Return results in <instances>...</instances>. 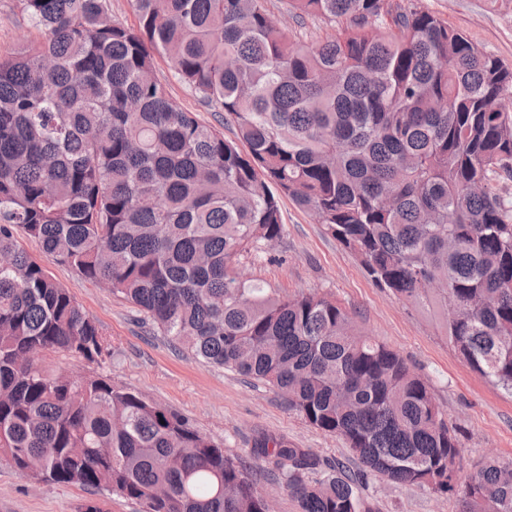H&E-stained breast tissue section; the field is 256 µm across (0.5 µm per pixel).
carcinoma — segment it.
<instances>
[{
	"label": "carcinoma",
	"instance_id": "cac0c4a2",
	"mask_svg": "<svg viewBox=\"0 0 512 512\" xmlns=\"http://www.w3.org/2000/svg\"><path fill=\"white\" fill-rule=\"evenodd\" d=\"M40 38L0 56V460L37 480L117 494L144 512H264L241 460L181 415L103 376L112 344L17 231L107 281L201 363L262 381L344 440L353 478L263 436L253 457L299 512H378L362 479L512 512V462L459 487L460 448L430 385L318 293L276 298L239 259L281 238L280 198L312 212L399 300L431 307L460 360L512 395V70L402 0H288L342 23L293 40L265 0H20ZM178 78L235 128L178 106ZM112 19L127 27H136L138 18L131 0H109ZM156 69L166 83L170 96L181 108L195 112L203 122L222 131L226 138L234 137V127L230 124L224 125V112L204 105L189 87L177 79L165 57L156 58Z\"/></svg>",
	"mask_w": 512,
	"mask_h": 512
}]
</instances>
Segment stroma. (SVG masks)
Listing matches in <instances>:
<instances>
[{"label":"stroma","mask_w":512,"mask_h":512,"mask_svg":"<svg viewBox=\"0 0 512 512\" xmlns=\"http://www.w3.org/2000/svg\"><path fill=\"white\" fill-rule=\"evenodd\" d=\"M287 0H266L281 25L304 44L322 37L326 23L315 17L296 18ZM416 6L437 14L477 47L512 68V0H414ZM34 30L20 0H0V55L15 52L35 40ZM156 69L172 99L225 137L234 128L224 115L204 105L176 77L170 62L157 58ZM283 233L268 253L241 257L246 277L273 296L324 293L353 317L371 339L400 354L429 383L436 404L458 431L460 472L467 475L491 458L512 460V395L472 372L458 358L434 316L397 300L366 275L355 257L329 234L326 226L282 198ZM19 243L48 274L69 288L83 312L93 318L112 342V353L102 364L63 354L43 355L40 363L52 374L96 375L114 386L141 394L177 412L216 444L225 455L249 464L258 490L276 503V512H298L284 480L271 465L254 461L255 440L263 435L284 438L290 446L307 448L328 464H340L346 473L361 465L341 438L310 427L289 410L284 397L271 386L237 373L201 364L154 332L137 309L99 283L86 280L70 267L46 258L40 243L20 237ZM361 491L379 512H458L457 497H441L416 485H395L369 477ZM94 504L102 512H143L140 504L77 485L42 482L0 462V512H84Z\"/></svg>","instance_id":"obj_1"}]
</instances>
